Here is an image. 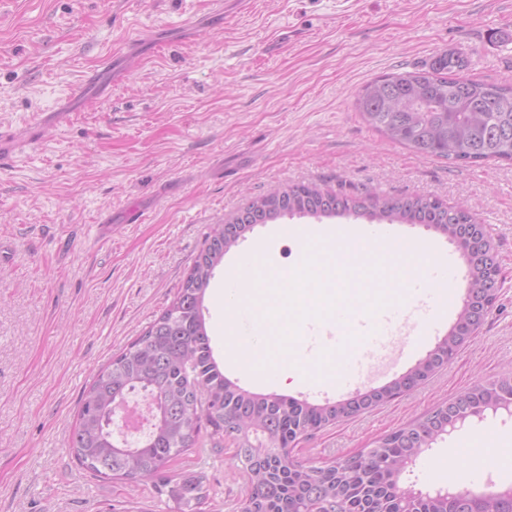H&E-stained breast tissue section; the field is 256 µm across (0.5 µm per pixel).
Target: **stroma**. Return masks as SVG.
Instances as JSON below:
<instances>
[{
    "instance_id": "stroma-1",
    "label": "stroma",
    "mask_w": 512,
    "mask_h": 512,
    "mask_svg": "<svg viewBox=\"0 0 512 512\" xmlns=\"http://www.w3.org/2000/svg\"><path fill=\"white\" fill-rule=\"evenodd\" d=\"M512 0H250L213 21L207 0H10L0 14V512H174L165 489L94 476L70 435L93 375L170 303L212 227L281 184L329 192L464 199L485 224L501 282L485 324L448 366L389 404L302 438L308 465L367 451L382 436L479 382L512 371V166L423 159L368 129L353 108L366 82L449 50L468 76L512 83ZM114 66L104 94L68 106L100 60ZM56 113L35 130L34 114ZM363 219L285 217L256 225L224 257L205 312L224 374L244 389L323 404L358 388L337 384L332 336H303L294 355L319 362V383L284 387L229 361L224 279L248 274L257 246L280 273L307 249L306 232L333 233L349 252ZM451 258L463 299L468 264L458 245L423 224L402 227ZM421 271L402 289L421 303L406 355L377 388L407 374L453 326L431 316ZM483 457L463 481L448 464L471 446ZM203 476L201 512H241L247 477L231 440L202 430L172 465ZM400 483L425 492L512 483V417L474 421L422 452Z\"/></svg>"
}]
</instances>
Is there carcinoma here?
<instances>
[{
	"mask_svg": "<svg viewBox=\"0 0 512 512\" xmlns=\"http://www.w3.org/2000/svg\"><path fill=\"white\" fill-rule=\"evenodd\" d=\"M469 61L457 51L410 71L380 76L362 86L354 108L369 128L416 156L461 165L512 163V84L474 80ZM353 215L371 222L425 224L462 239L469 259L473 296L493 305L498 280L495 247L471 245L476 214L468 204L450 206L427 196L379 198L325 192L316 185L277 188L249 202L234 223L213 225L203 248L170 304L131 344L93 378L80 402L70 447L80 465L96 476L128 483L163 482L177 512H200L206 498L202 478L167 475L169 463L195 447L202 424L227 437L248 478L242 512H512V505L487 498L472 506L458 497L429 493L411 498L393 479V463L411 456L448 419L487 397H512V373L478 383L422 418L379 439L371 456L305 465L291 454L293 443L403 394L390 385L339 404H312L277 394L245 390L224 376L214 357L205 319V296L224 254L257 224L284 215ZM463 322L444 339L421 374L425 381L466 345ZM132 395L156 404L150 432L134 444L114 431L116 405Z\"/></svg>",
	"mask_w": 512,
	"mask_h": 512,
	"instance_id": "carcinoma-1",
	"label": "carcinoma"
}]
</instances>
